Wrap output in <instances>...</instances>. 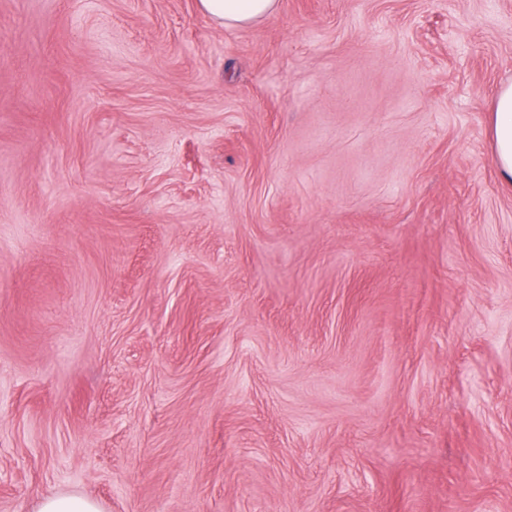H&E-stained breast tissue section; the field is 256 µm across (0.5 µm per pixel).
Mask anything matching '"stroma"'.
Listing matches in <instances>:
<instances>
[{
	"label": "stroma",
	"instance_id": "obj_1",
	"mask_svg": "<svg viewBox=\"0 0 512 512\" xmlns=\"http://www.w3.org/2000/svg\"><path fill=\"white\" fill-rule=\"evenodd\" d=\"M512 0H0V512H512ZM278 0H198V9L219 27L247 25L273 14ZM493 152L501 180L512 184V84L502 86L494 99L491 125ZM34 512H102L99 504L79 493H63L43 497Z\"/></svg>",
	"mask_w": 512,
	"mask_h": 512
}]
</instances>
